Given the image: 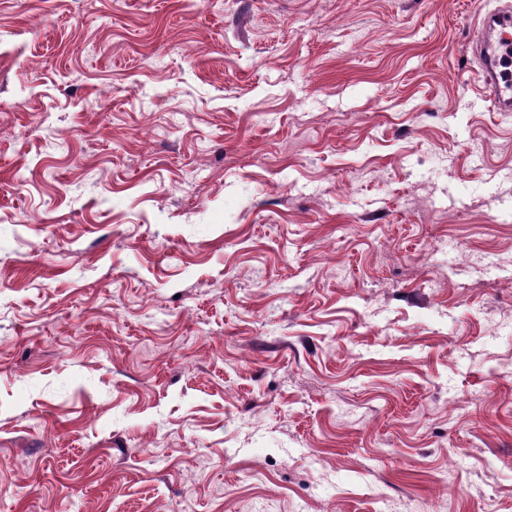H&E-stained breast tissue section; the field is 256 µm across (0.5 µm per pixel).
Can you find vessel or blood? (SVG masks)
<instances>
[{"mask_svg":"<svg viewBox=\"0 0 512 512\" xmlns=\"http://www.w3.org/2000/svg\"><path fill=\"white\" fill-rule=\"evenodd\" d=\"M512 24V5L494 12L481 13L477 35L471 44V51L478 61V77L491 95L493 107L499 112L512 111V84L500 82L496 71V61L487 49L486 35L493 25Z\"/></svg>","mask_w":512,"mask_h":512,"instance_id":"1","label":"vessel or blood"}]
</instances>
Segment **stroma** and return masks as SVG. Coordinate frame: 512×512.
I'll list each match as a JSON object with an SVG mask.
<instances>
[{
    "instance_id": "1",
    "label": "stroma",
    "mask_w": 512,
    "mask_h": 512,
    "mask_svg": "<svg viewBox=\"0 0 512 512\" xmlns=\"http://www.w3.org/2000/svg\"><path fill=\"white\" fill-rule=\"evenodd\" d=\"M475 26L0 0V512H512Z\"/></svg>"
}]
</instances>
